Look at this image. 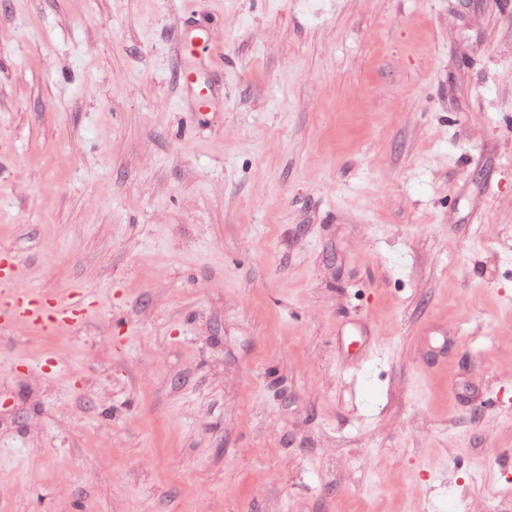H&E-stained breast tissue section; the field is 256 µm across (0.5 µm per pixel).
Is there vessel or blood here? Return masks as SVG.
<instances>
[{"mask_svg": "<svg viewBox=\"0 0 512 512\" xmlns=\"http://www.w3.org/2000/svg\"><path fill=\"white\" fill-rule=\"evenodd\" d=\"M80 310L75 298L45 295L36 291L14 292L0 288V329L24 324L39 333L51 335L65 324L78 322Z\"/></svg>", "mask_w": 512, "mask_h": 512, "instance_id": "1", "label": "vessel or blood"}]
</instances>
